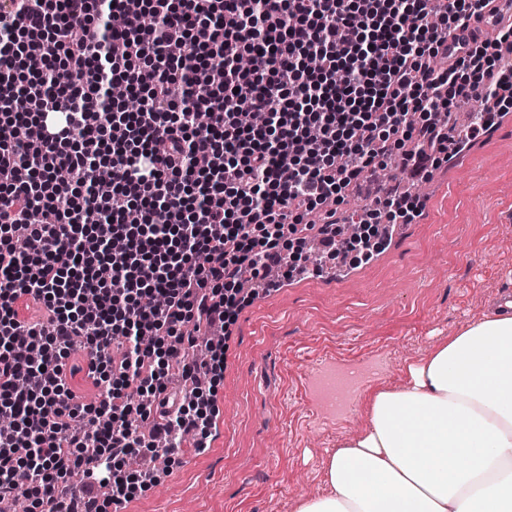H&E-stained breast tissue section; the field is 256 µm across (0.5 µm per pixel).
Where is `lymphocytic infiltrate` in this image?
<instances>
[{
  "label": "lymphocytic infiltrate",
  "instance_id": "obj_1",
  "mask_svg": "<svg viewBox=\"0 0 512 512\" xmlns=\"http://www.w3.org/2000/svg\"><path fill=\"white\" fill-rule=\"evenodd\" d=\"M142 5L147 30L126 0H0V490L37 512H73L60 492L76 472L96 512L152 485L129 462L176 432L207 435L218 414L197 377L223 371L224 345L203 338L233 322L245 280L290 277L311 230L326 257L370 259L380 218L419 208L378 196L348 238L334 205L350 186L394 158L426 177L512 110V23L448 56L493 0ZM115 83L136 111L108 96ZM452 97L480 121L452 127ZM243 101L261 124L240 122ZM151 293L161 306L142 305ZM201 345L206 363L188 362ZM78 347L92 408L64 378ZM160 353L189 389L170 391Z\"/></svg>",
  "mask_w": 512,
  "mask_h": 512
}]
</instances>
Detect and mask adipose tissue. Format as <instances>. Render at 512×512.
<instances>
[{
  "label": "adipose tissue",
  "mask_w": 512,
  "mask_h": 512,
  "mask_svg": "<svg viewBox=\"0 0 512 512\" xmlns=\"http://www.w3.org/2000/svg\"><path fill=\"white\" fill-rule=\"evenodd\" d=\"M382 388L295 512H512V315L487 314Z\"/></svg>",
  "instance_id": "ef3b65f1"
}]
</instances>
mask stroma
I'll return each mask as SVG.
<instances>
[{
	"label": "stroma",
	"mask_w": 512,
	"mask_h": 512,
	"mask_svg": "<svg viewBox=\"0 0 512 512\" xmlns=\"http://www.w3.org/2000/svg\"><path fill=\"white\" fill-rule=\"evenodd\" d=\"M468 161L426 180L418 217L388 228L366 262L348 257L277 288L248 289L224 336L219 418L206 448L163 452L151 487L118 512H294L323 493L329 451L367 422L365 399L512 295V114ZM375 366L344 416L308 390L318 365Z\"/></svg>",
	"instance_id": "stroma-1"
}]
</instances>
